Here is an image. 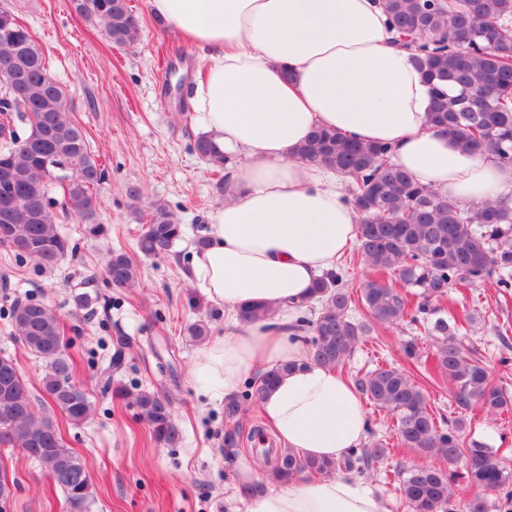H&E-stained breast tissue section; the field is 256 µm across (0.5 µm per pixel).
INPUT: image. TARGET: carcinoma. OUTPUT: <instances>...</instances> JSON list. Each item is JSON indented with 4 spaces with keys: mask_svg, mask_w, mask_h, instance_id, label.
Masks as SVG:
<instances>
[{
    "mask_svg": "<svg viewBox=\"0 0 512 512\" xmlns=\"http://www.w3.org/2000/svg\"><path fill=\"white\" fill-rule=\"evenodd\" d=\"M76 10L103 26L116 45L138 39L139 20L128 0H74ZM384 8L402 46L432 84L430 121L442 128L462 152L478 154L512 168V0H384ZM11 70L0 81V112H15L27 121L20 135L10 125L0 145V169L11 172L9 203L0 202V245L19 260L51 269L68 256L69 239L54 222L51 197L62 192L61 209L85 221L96 214L97 191L105 172L89 152L86 134L63 111L65 94L52 78L33 36L7 9H0V63ZM474 87L488 96L483 109L466 94ZM198 155L213 167L225 156L205 136L194 143ZM303 161L336 170L347 183V203L360 217L358 253L367 271L360 296L370 320L349 316L353 294L340 268L316 282L321 308L301 319L307 357L334 370L343 369L372 324H408L434 337L432 369L452 387L457 408L477 407L488 415L512 409V394L495 384L477 348L467 347L469 316H441L440 303L450 289L481 284L498 277L500 288H512V197L487 199L466 208L415 183L392 160L387 144H365L334 131L318 129L296 151ZM183 236L178 218L163 205L153 206L137 246L145 257L172 251ZM104 271L112 286L128 288L140 268L123 250H112ZM13 337L40 358L45 371L42 390L50 410L37 411L31 385L17 361L0 355V447L18 449L37 462L49 482L61 489L75 509L87 506L91 480L85 461L63 441L59 419L72 425L87 422L92 403L70 388L75 363L63 340L61 317L50 305L33 298L16 299L8 314ZM117 351L102 375L104 387L131 400L148 427L153 443L176 448L182 432L170 400L137 386L112 385V370L123 364ZM280 370L266 371L240 396L224 401V420L236 424L246 404L260 399ZM357 389L371 404L386 410L395 422L398 444L448 466L401 465L384 472L412 512H458L453 487L456 464L465 459V478L480 491L465 512H488L485 492L497 495L498 507L512 509V472L496 451L474 442L463 447V421L438 420L422 389L407 372L382 365L357 380ZM391 452L374 441L354 448L340 461L301 456L288 448H264L268 477L285 483L304 474L324 477L346 472L371 476V464Z\"/></svg>",
    "mask_w": 512,
    "mask_h": 512,
    "instance_id": "carcinoma-1",
    "label": "carcinoma"
}]
</instances>
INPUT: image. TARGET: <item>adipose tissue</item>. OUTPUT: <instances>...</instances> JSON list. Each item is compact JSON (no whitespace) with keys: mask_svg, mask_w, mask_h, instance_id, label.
I'll return each instance as SVG.
<instances>
[{"mask_svg":"<svg viewBox=\"0 0 512 512\" xmlns=\"http://www.w3.org/2000/svg\"><path fill=\"white\" fill-rule=\"evenodd\" d=\"M148 2L197 51L200 130L232 160L207 243L188 260L229 330L199 349L192 377L219 401L250 373L283 367L259 402L273 437L308 457L341 459L365 437L363 400L335 370L304 361L297 317L314 282L354 247L359 217L341 180L297 158V148L317 127L388 143L394 163L459 206L512 194V169L461 152L430 124L431 87L381 0ZM255 304L274 318L241 320ZM235 490L247 512H388L341 474L267 487L246 457Z\"/></svg>","mask_w":512,"mask_h":512,"instance_id":"1","label":"adipose tissue"}]
</instances>
